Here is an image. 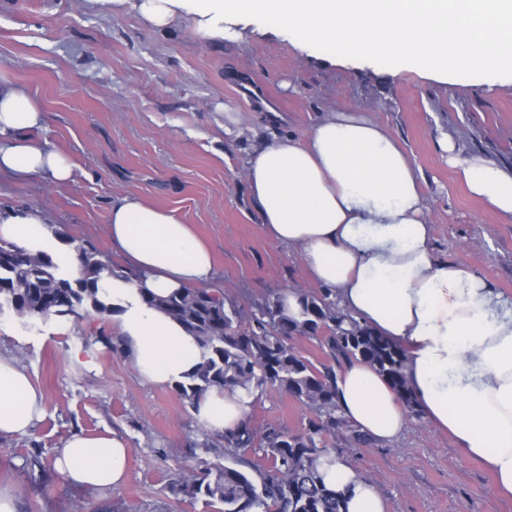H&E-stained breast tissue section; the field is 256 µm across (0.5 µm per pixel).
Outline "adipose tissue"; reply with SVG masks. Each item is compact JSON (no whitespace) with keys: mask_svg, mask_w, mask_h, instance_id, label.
Returning <instances> with one entry per match:
<instances>
[{"mask_svg":"<svg viewBox=\"0 0 512 512\" xmlns=\"http://www.w3.org/2000/svg\"><path fill=\"white\" fill-rule=\"evenodd\" d=\"M103 10L130 9L154 28L190 22L194 33L223 40L228 25L259 14L299 43L316 42L345 58H415L433 75L481 74L512 66V0H91ZM48 116L22 86H0V173L39 174L63 183L71 164L33 139ZM468 191L512 218V169L480 154H451ZM246 180L269 236L297 248L312 279L335 291L341 307L407 354V376L427 418L483 459L512 492V301L469 264L438 257L413 158L363 112H332L304 138L277 137L255 148ZM127 277L112 280V325L140 379L155 386L185 381L201 358L196 337L144 303L200 288L214 278L210 247L176 211L127 196L108 217ZM0 239L39 246L70 276L76 251L48 237L31 210L0 212ZM345 418L380 443L400 436L407 419L397 394L369 365L337 373ZM242 391L211 390L198 422L221 433L244 419ZM44 412L40 387L0 355V437L28 432ZM129 448L117 435L72 434L59 448L56 473L68 484L107 489L123 481ZM328 488L343 492L347 512H386L375 485L343 458H324Z\"/></svg>","mask_w":512,"mask_h":512,"instance_id":"obj_1","label":"adipose tissue"}]
</instances>
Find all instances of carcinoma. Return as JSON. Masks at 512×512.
Segmentation results:
<instances>
[{
    "instance_id": "carcinoma-1",
    "label": "carcinoma",
    "mask_w": 512,
    "mask_h": 512,
    "mask_svg": "<svg viewBox=\"0 0 512 512\" xmlns=\"http://www.w3.org/2000/svg\"><path fill=\"white\" fill-rule=\"evenodd\" d=\"M82 276L64 275L51 255L0 240V308L21 317L59 318L103 314L112 276L119 267L92 244L75 247ZM301 312L288 314L276 291L248 307L213 288L177 290L167 297L144 295L198 337L201 361L174 386L195 405L213 388L244 390L248 396L284 392L310 411L307 424L293 432L279 424L255 423L252 414L233 431L212 435L207 448H220L227 465L179 472L172 491L224 505L220 512H342V494L325 486L322 459L336 453L326 435L336 431L356 445L372 443L350 424L336 398V370L316 367L292 344L296 337L319 340L338 363L360 361L384 377L410 409L415 396L406 375V352L336 305L331 292L298 289ZM262 453L252 459L248 453Z\"/></svg>"
}]
</instances>
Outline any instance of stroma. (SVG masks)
Returning a JSON list of instances; mask_svg holds the SVG:
<instances>
[{
  "mask_svg": "<svg viewBox=\"0 0 512 512\" xmlns=\"http://www.w3.org/2000/svg\"><path fill=\"white\" fill-rule=\"evenodd\" d=\"M235 41L215 43L187 25L147 26L134 12L101 14L89 0H0V83L26 87L49 115L37 140L69 157L68 182L0 174V208H33L65 238L121 257L107 231L113 202L137 196L194 225L216 260L213 287L242 304L296 285L320 292L296 249L267 236L245 179L261 143L305 137L328 112H364L415 160L437 255L475 267L512 298V219L473 198L441 144L512 167V72H460L444 80L410 60L340 63L293 41L264 18L242 19ZM283 121L273 125L268 111ZM241 124L225 130L224 115ZM107 316L24 319L0 309V354L16 356L44 394L26 434L0 437V489L18 512H215L172 492L177 473L216 463L192 407L172 388L143 382L129 357L102 342ZM82 348L95 366L73 362ZM257 422L302 429L309 412L270 390ZM393 443L336 446L385 498L388 512H512L484 464L439 432L421 409ZM111 431L131 450L124 482L80 489L59 479L57 448L73 433ZM41 448L44 474L20 470Z\"/></svg>",
  "mask_w": 512,
  "mask_h": 512,
  "instance_id": "stroma-1",
  "label": "stroma"
}]
</instances>
